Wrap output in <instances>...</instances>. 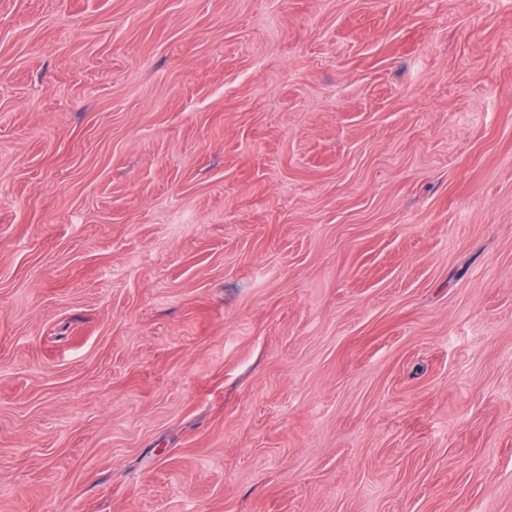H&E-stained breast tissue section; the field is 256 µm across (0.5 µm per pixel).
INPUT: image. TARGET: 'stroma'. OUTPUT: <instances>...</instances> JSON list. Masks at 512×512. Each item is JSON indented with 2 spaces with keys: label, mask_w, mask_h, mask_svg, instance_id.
Segmentation results:
<instances>
[{
  "label": "stroma",
  "mask_w": 512,
  "mask_h": 512,
  "mask_svg": "<svg viewBox=\"0 0 512 512\" xmlns=\"http://www.w3.org/2000/svg\"><path fill=\"white\" fill-rule=\"evenodd\" d=\"M0 512H512V0H0Z\"/></svg>",
  "instance_id": "35a3bbf8"
}]
</instances>
